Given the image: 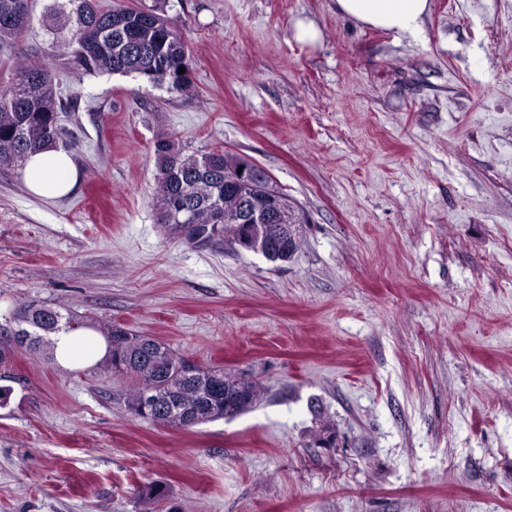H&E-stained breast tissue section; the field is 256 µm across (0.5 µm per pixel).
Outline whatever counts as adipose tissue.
I'll return each mask as SVG.
<instances>
[{"mask_svg": "<svg viewBox=\"0 0 512 512\" xmlns=\"http://www.w3.org/2000/svg\"><path fill=\"white\" fill-rule=\"evenodd\" d=\"M338 14L360 24L398 36L417 35L430 11V0H335ZM26 189L37 196L62 197L78 180L71 156L58 148H47L26 158L21 170ZM56 358L67 366L88 367L106 351L102 337H88L86 331L57 333Z\"/></svg>", "mask_w": 512, "mask_h": 512, "instance_id": "adipose-tissue-1", "label": "adipose tissue"}]
</instances>
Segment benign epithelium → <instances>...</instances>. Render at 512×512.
<instances>
[{
    "label": "benign epithelium",
    "mask_w": 512,
    "mask_h": 512,
    "mask_svg": "<svg viewBox=\"0 0 512 512\" xmlns=\"http://www.w3.org/2000/svg\"><path fill=\"white\" fill-rule=\"evenodd\" d=\"M241 172L235 173L230 189L235 197L243 200L239 207L216 219L226 223L245 225V234L235 250L248 253L266 252L281 246L288 237V225L298 222V213L288 211V207L277 202V196L269 195V205L256 200L253 188L256 182L264 178L262 171L247 157L243 156L238 162Z\"/></svg>",
    "instance_id": "1"
}]
</instances>
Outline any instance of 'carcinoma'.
<instances>
[{"label":"carcinoma","instance_id":"obj_1","mask_svg":"<svg viewBox=\"0 0 512 512\" xmlns=\"http://www.w3.org/2000/svg\"><path fill=\"white\" fill-rule=\"evenodd\" d=\"M65 24L54 29L59 47L74 49L83 68L92 73L135 75L151 85H167L171 92L190 86V55L182 33L154 9L102 10L97 0H68ZM29 0H0V43L19 37L31 22ZM184 73H178V68ZM63 103L59 84L48 63L17 61L9 77L0 80V166L21 167L25 157L45 147H59L64 130L58 124ZM156 211L159 223L176 238L177 226L188 220L213 232L216 212L235 204L224 196V185L234 176L236 154H187L175 141L155 144ZM0 324V360L17 346L31 353L47 352L54 359L50 336L63 329L90 328L101 332L109 350L94 369L131 381L125 403L134 416L166 427L237 416L261 398L259 380L247 371L198 364L185 369L187 358L163 342L138 335L116 324L99 327L72 312L62 314L46 305L22 302ZM157 397L155 412L143 410L142 395ZM319 417L315 443L336 446L334 423ZM145 502L169 499L162 484L137 490Z\"/></svg>","mask_w":512,"mask_h":512}]
</instances>
